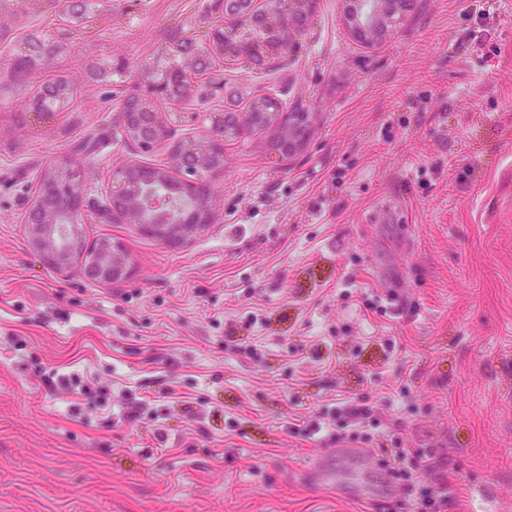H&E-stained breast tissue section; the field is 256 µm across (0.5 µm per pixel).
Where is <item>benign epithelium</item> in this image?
Masks as SVG:
<instances>
[{
    "mask_svg": "<svg viewBox=\"0 0 512 512\" xmlns=\"http://www.w3.org/2000/svg\"><path fill=\"white\" fill-rule=\"evenodd\" d=\"M410 0H351L350 11L345 15L346 24L358 40L374 42L386 36L399 21L402 12L397 9L400 2ZM308 0H268L266 22L242 21L233 33L237 56L255 60L264 53L257 51V41L251 32H266V27L279 24L278 49L286 50L302 33L305 19V5ZM93 0H57V13L63 16L89 13ZM219 52L211 43L200 47L194 54L182 56L181 61L172 66L164 76L170 80L165 96L173 104L187 101L192 88L208 78L215 65L201 70L199 58L216 57ZM224 117L222 112L208 113L207 134L199 139H182L176 143L170 155L172 168L183 170L193 176L196 185L208 186V176L212 173L216 159L224 157ZM114 123L132 131L134 139L144 142L154 138H166L173 125L165 115L149 108V100L142 90L136 88L127 97L117 113ZM309 115L299 114L288 122L282 130V139L291 149H298L309 136ZM138 163L130 162L113 172L109 192V206L102 210L112 222L134 224L145 233L154 235L164 242L180 243L191 234L211 222L210 198L202 195V207L194 224L156 225L140 217L139 210L147 205L155 209H165L167 197L157 194L145 197L140 195L137 182L131 180ZM87 188L81 178H76L68 186L69 202L58 208H45L37 211L40 199H33L28 210L27 238L30 248L40 254L52 266L63 268L75 257V246L80 224L84 223V200ZM92 259L85 266L87 275L99 282L112 283L121 279L127 270V257L117 245L110 247L91 246Z\"/></svg>",
    "mask_w": 512,
    "mask_h": 512,
    "instance_id": "1",
    "label": "benign epithelium"
}]
</instances>
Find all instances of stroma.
Wrapping results in <instances>:
<instances>
[{
  "label": "stroma",
  "mask_w": 512,
  "mask_h": 512,
  "mask_svg": "<svg viewBox=\"0 0 512 512\" xmlns=\"http://www.w3.org/2000/svg\"><path fill=\"white\" fill-rule=\"evenodd\" d=\"M346 6L314 0L288 53L225 62L182 104L180 139L258 94L310 134L288 158L268 131L225 143L213 222L172 246L99 214L114 169L170 149L114 138L113 117L174 40L208 42L215 0H112L80 36L48 10L0 25L6 62L61 44L81 98L36 115L0 70V512H390L372 445L291 432L370 391L380 433L447 453V512H512V0H415L374 43ZM63 157L87 242L128 257L119 281L29 247L33 187ZM51 370L95 378L107 408Z\"/></svg>",
  "instance_id": "obj_1"
}]
</instances>
